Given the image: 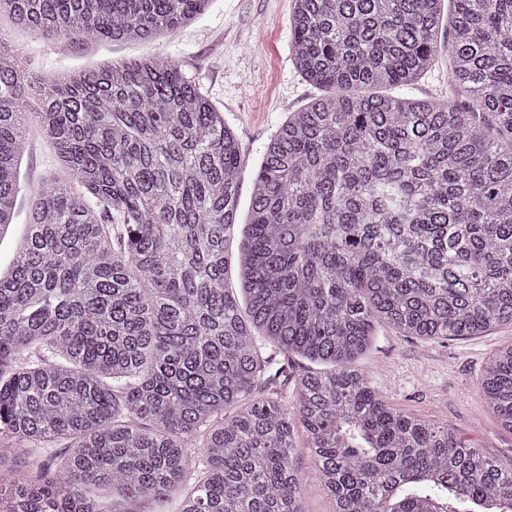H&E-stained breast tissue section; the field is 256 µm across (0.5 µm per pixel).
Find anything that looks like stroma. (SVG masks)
I'll return each instance as SVG.
<instances>
[{"instance_id":"obj_1","label":"stroma","mask_w":512,"mask_h":512,"mask_svg":"<svg viewBox=\"0 0 512 512\" xmlns=\"http://www.w3.org/2000/svg\"><path fill=\"white\" fill-rule=\"evenodd\" d=\"M293 0H210L188 25L154 39L73 42L30 34L10 22L0 30L33 79L99 69L125 60L164 56L199 85L224 114L241 145L239 217L247 219L254 180L265 145L290 112L320 93L299 73L288 50ZM58 170L54 147L32 129L20 164L17 219L0 235V269L15 253L29 196ZM512 342V325L477 336L428 340L378 324L371 347L357 364L367 371L389 407L430 423H446L492 458L512 460V433L503 430L484 400L487 363ZM306 512H333L308 451L296 458Z\"/></svg>"}]
</instances>
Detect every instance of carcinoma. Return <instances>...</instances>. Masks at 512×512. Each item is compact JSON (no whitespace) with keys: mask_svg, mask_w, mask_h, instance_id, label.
Returning a JSON list of instances; mask_svg holds the SVG:
<instances>
[{"mask_svg":"<svg viewBox=\"0 0 512 512\" xmlns=\"http://www.w3.org/2000/svg\"><path fill=\"white\" fill-rule=\"evenodd\" d=\"M210 0H0L43 36L147 40ZM445 0H294L291 49L326 91L263 151L238 222L240 144L166 57L40 86L63 177L30 196L0 276V512H305L294 418L334 512H512V461L397 412L356 365L407 336L512 323V0H451L448 90L407 87ZM0 35V229L31 89ZM294 356L326 366L282 392ZM482 390L512 432V342ZM64 440L67 451L47 445Z\"/></svg>","mask_w":512,"mask_h":512,"instance_id":"carcinoma-1","label":"carcinoma"}]
</instances>
